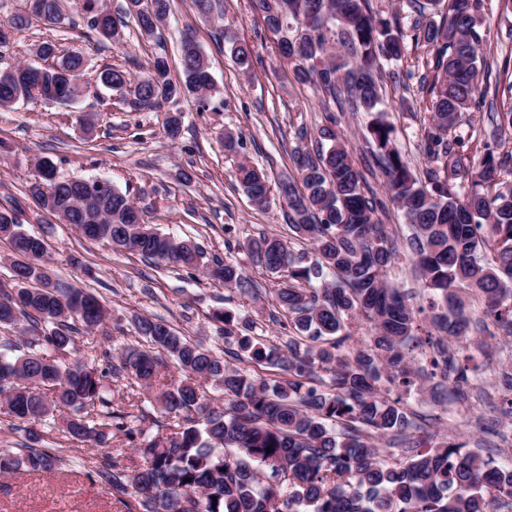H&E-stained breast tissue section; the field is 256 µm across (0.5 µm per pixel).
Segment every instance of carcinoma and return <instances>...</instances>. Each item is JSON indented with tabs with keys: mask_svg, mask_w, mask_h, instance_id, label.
<instances>
[{
	"mask_svg": "<svg viewBox=\"0 0 512 512\" xmlns=\"http://www.w3.org/2000/svg\"><path fill=\"white\" fill-rule=\"evenodd\" d=\"M127 0L145 37L158 30L170 0ZM88 27L117 41L112 17L100 0H78ZM67 0H27L28 12L12 24L34 18L56 26L65 20ZM253 14L279 36L277 49L298 82L326 95L341 111L373 115L365 144L373 165L386 178L390 201L366 194V180L345 145L338 121L325 113L315 148L296 146L299 181L278 186L288 209V229L311 245L294 252L290 242L262 235L243 242L252 259L279 279L271 299L286 313L284 336L269 345L254 334V322L218 311L224 352L192 341L163 320L137 316L134 327L144 345L120 351L114 371H99L73 359L77 326H103L108 312L92 292L63 288L44 264V239L26 232L17 210L0 209V240L11 246V284L0 282V326L23 325L25 341L3 346L0 406L20 422L71 412L65 433L106 448L112 432L135 434L129 412L112 410L111 374L140 387L160 377L170 359L186 376L180 385L155 396L160 414L177 418L176 431L156 434L137 447L142 463L134 470L102 455L99 474L118 495L132 496L141 512H512V469L493 457L463 453L448 435L436 443L420 435L422 426L407 395L439 377L453 385L456 400L478 388L477 368L459 342L473 334L475 320L461 292L483 301L481 320L512 335V187L501 188L512 158L487 151L473 176L478 189L457 182L466 174L469 140L454 134L462 113L485 104L478 77L484 63L479 14L484 0H406L414 15L404 32L395 21L377 17L370 0H250ZM432 48L433 75L420 77L429 94V124L421 132L423 150L434 165L411 170L395 146V128L383 108L384 65L397 66L407 39ZM231 56L244 73L252 69V49L232 42ZM83 59L63 55L30 77L18 69L0 72V105L20 98L45 104L74 101V83ZM185 81L170 78L166 57L156 56L143 75L109 65L100 80L124 91L134 111L192 94L197 108L209 104L214 89L207 58L185 37L181 44ZM497 127L512 128V81L496 89ZM39 180L29 192L44 210H65L69 223L89 240L118 252L161 262L187 272L204 271L214 283L243 295L255 283L232 260L209 259L190 238L160 231L145 221L128 195L112 187L91 198L86 183L60 180L48 194L44 158ZM250 200L269 202L265 171L240 164L235 173ZM396 205L407 220L408 245L427 291V306L386 278L399 252L398 240L377 214ZM429 312L434 332L419 334ZM368 327L360 346L351 345L355 325ZM224 395L211 405L201 381ZM504 414L512 417V365L497 373ZM25 452L0 451V474L24 469L52 471L59 456L38 447L43 435L28 431ZM405 448L406 459L384 453L382 444ZM273 451L266 452L267 447ZM188 482H183V479Z\"/></svg>",
	"mask_w": 512,
	"mask_h": 512,
	"instance_id": "carcinoma-1",
	"label": "carcinoma"
}]
</instances>
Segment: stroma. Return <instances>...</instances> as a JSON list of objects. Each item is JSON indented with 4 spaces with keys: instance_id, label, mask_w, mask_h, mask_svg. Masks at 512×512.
Here are the masks:
<instances>
[{
    "instance_id": "stroma-1",
    "label": "stroma",
    "mask_w": 512,
    "mask_h": 512,
    "mask_svg": "<svg viewBox=\"0 0 512 512\" xmlns=\"http://www.w3.org/2000/svg\"><path fill=\"white\" fill-rule=\"evenodd\" d=\"M23 7V0H0V24L8 27V41L0 46V71L39 65L36 51L46 42L56 45L59 54H76L85 61L75 102L45 105L21 99L0 107V207L16 209L24 229L44 238L46 265L55 279L93 292L108 309L105 330H79L76 358L100 369L115 365L117 353L137 341V315L166 321L191 340L220 351L224 341L212 316L226 310L252 319L257 334L278 343L282 312L267 300L276 280L241 245L263 234H287V220L277 198H270L266 207L255 206L233 171L247 162L264 168L274 186L297 178L292 151L300 137L315 135L334 103L294 81L279 60L276 36L253 14L249 0H217L207 17L197 13L192 0H170L167 19L154 37L140 35L129 18L117 43L97 40L77 11L69 23L53 29L38 21L22 29L11 27L12 17ZM481 31L487 64L479 83L491 86L505 59L512 57V14H504L498 0H490ZM185 36L209 62L215 85L210 111H198L193 97L181 96L158 109L134 112L119 93L99 82L104 65L137 77L159 54L166 56L173 81H180L179 48ZM234 40L253 50L250 74L238 69L229 52ZM426 58L425 50L409 49L401 64L402 71L414 75L408 91L385 94L396 146L417 170L428 163L420 136L428 113L417 81ZM175 112L182 115V131L174 140L165 123ZM228 132L242 141L237 152L224 148ZM456 132L476 139L470 152L473 167H480L483 145L489 141L499 154L512 155V129H497L489 108L464 113ZM42 158L50 159L62 178L110 180L143 209L146 222L178 237H194L209 255L232 257L258 284L260 299L214 285L200 272L151 265L140 256L86 240L31 199L28 187ZM497 333L489 327L481 344L468 348L488 389L499 367L512 359V341L502 342ZM408 402L430 418V432L453 433L470 451L476 443L492 440L489 455L502 463L512 460V418L474 399L462 403L449 395L434 402L426 388L412 392ZM43 445L55 449L61 464L51 473L0 475V512H127L115 491L97 477L99 450L93 444L66 436L58 422L45 433Z\"/></svg>"
}]
</instances>
